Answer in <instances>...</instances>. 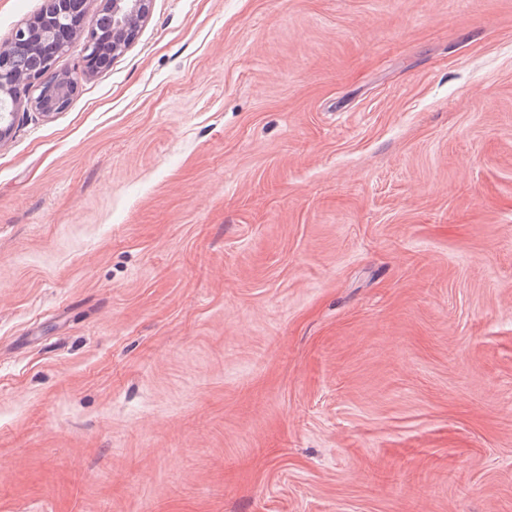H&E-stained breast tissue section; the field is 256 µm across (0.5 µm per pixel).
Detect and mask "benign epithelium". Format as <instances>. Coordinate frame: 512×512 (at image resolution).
I'll list each match as a JSON object with an SVG mask.
<instances>
[{
	"instance_id": "1",
	"label": "benign epithelium",
	"mask_w": 512,
	"mask_h": 512,
	"mask_svg": "<svg viewBox=\"0 0 512 512\" xmlns=\"http://www.w3.org/2000/svg\"><path fill=\"white\" fill-rule=\"evenodd\" d=\"M110 21L107 37L93 28L85 36V71L95 69L101 54L115 56L135 41L148 20L153 0H97ZM87 0H44L40 12L19 24L0 43V144L13 134L19 110L30 106L45 117L63 109L78 90V78L55 71L53 64L78 34L76 16ZM38 91L28 100L30 89Z\"/></svg>"
}]
</instances>
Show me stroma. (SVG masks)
Here are the masks:
<instances>
[{
	"label": "stroma",
	"instance_id": "obj_1",
	"mask_svg": "<svg viewBox=\"0 0 512 512\" xmlns=\"http://www.w3.org/2000/svg\"><path fill=\"white\" fill-rule=\"evenodd\" d=\"M0 144V512H512V0H154Z\"/></svg>",
	"mask_w": 512,
	"mask_h": 512
}]
</instances>
